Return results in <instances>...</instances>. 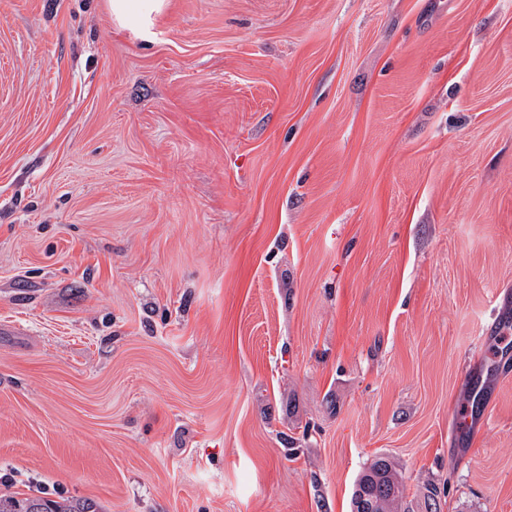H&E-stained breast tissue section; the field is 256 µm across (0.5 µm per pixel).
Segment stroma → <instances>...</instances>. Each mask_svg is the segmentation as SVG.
Returning <instances> with one entry per match:
<instances>
[{
    "label": "stroma",
    "mask_w": 512,
    "mask_h": 512,
    "mask_svg": "<svg viewBox=\"0 0 512 512\" xmlns=\"http://www.w3.org/2000/svg\"><path fill=\"white\" fill-rule=\"evenodd\" d=\"M107 2L0 0V492L512 512V0ZM402 483L392 467L383 459H378L359 475L351 499L352 512H366L362 493H369L383 503L375 512H394L396 504L402 498ZM399 490L398 494L391 496V491ZM369 497V507L375 506V498Z\"/></svg>",
    "instance_id": "1"
}]
</instances>
